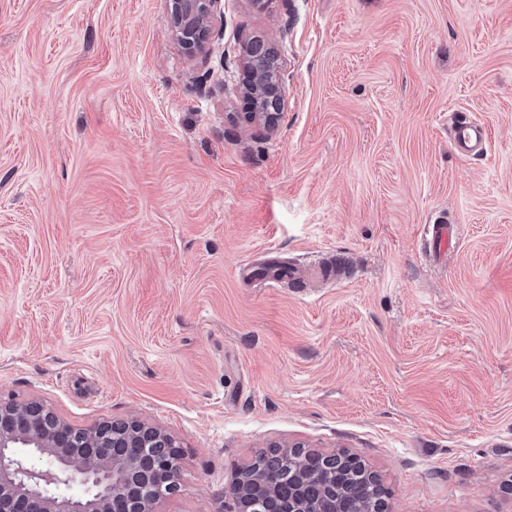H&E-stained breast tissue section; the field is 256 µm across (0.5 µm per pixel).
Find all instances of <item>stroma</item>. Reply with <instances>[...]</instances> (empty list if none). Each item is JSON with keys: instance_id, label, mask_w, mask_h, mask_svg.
Instances as JSON below:
<instances>
[{"instance_id": "35a3bbf8", "label": "stroma", "mask_w": 512, "mask_h": 512, "mask_svg": "<svg viewBox=\"0 0 512 512\" xmlns=\"http://www.w3.org/2000/svg\"><path fill=\"white\" fill-rule=\"evenodd\" d=\"M212 28L191 58L167 0H0V399L171 434L157 512H218L295 443L358 453L390 512H512V0H223ZM249 38L283 65L271 130ZM271 259L346 273L246 276ZM249 57L245 56V72H246V85L245 90L252 100L253 108L256 112H250L251 119H258L263 121L268 126L275 125L278 122L280 111L282 110L284 102V86H283V74L282 67L278 64L277 67L270 73V75L263 81L265 90L263 104L257 100L259 97L260 90L258 89V83L256 78L249 72ZM261 88V89H262ZM487 140V132L481 123L463 120L452 128L451 141L456 153L462 158L480 155ZM428 252L438 260H446L447 255L452 256L456 250V225L439 222L427 224L424 227Z\"/></svg>"}]
</instances>
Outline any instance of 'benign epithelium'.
Segmentation results:
<instances>
[{
	"instance_id": "1",
	"label": "benign epithelium",
	"mask_w": 512,
	"mask_h": 512,
	"mask_svg": "<svg viewBox=\"0 0 512 512\" xmlns=\"http://www.w3.org/2000/svg\"><path fill=\"white\" fill-rule=\"evenodd\" d=\"M221 0H168L172 35L185 53L206 52L210 19ZM245 90L268 126L278 122L284 102L282 67L263 81L246 73ZM297 458L288 499L280 494L278 463ZM181 448L163 430L136 419L103 421L76 428L38 400L0 401V512H155L160 497L179 489ZM341 484L344 492L326 500L318 484ZM377 501L386 490L350 451L310 453L277 448L267 467L250 464L224 490L222 512H360V497Z\"/></svg>"
}]
</instances>
